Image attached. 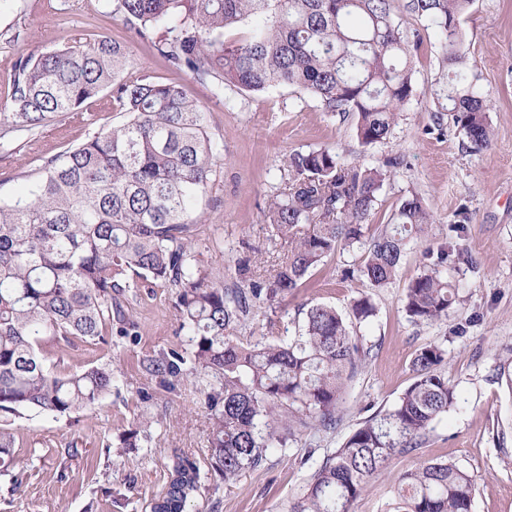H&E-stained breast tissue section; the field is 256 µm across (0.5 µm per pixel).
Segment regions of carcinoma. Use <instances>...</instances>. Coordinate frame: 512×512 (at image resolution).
<instances>
[{
    "label": "carcinoma",
    "instance_id": "carcinoma-1",
    "mask_svg": "<svg viewBox=\"0 0 512 512\" xmlns=\"http://www.w3.org/2000/svg\"><path fill=\"white\" fill-rule=\"evenodd\" d=\"M114 11L142 35L173 15L158 51L175 68L217 88L260 93L292 87L322 111L354 114L359 143L387 140L414 96L410 38L395 20L394 0H114ZM471 0H407L406 9L440 36L446 102L467 148L489 147L490 100L475 87L460 29ZM248 26L228 44L225 32ZM123 120L51 158L29 195L0 203V472L19 465L7 426L29 414L69 415L99 403L112 389V366L58 372L39 354L43 337L105 340L112 335V292L171 288L193 366L175 350L150 360L173 385L194 373L210 378L203 391L209 420V465L230 483L262 466L271 448H286L305 430H330L342 419L347 388L372 347L332 307L305 312L293 336L243 342L255 310L276 309L312 272L338 252L362 261L344 272L375 288L397 275L407 249L428 239L434 217L416 192L406 195L390 224L371 236L364 226L378 205L390 167L342 161L334 148L291 152L284 187L264 211L269 240L286 248L267 275L262 251L224 276L198 263L194 226L220 151L207 112L184 88L134 71L127 47L101 35L54 52L17 60L0 136L77 116L106 89ZM468 263L460 248L440 250L408 284L405 311L419 323L448 317L455 288L449 262ZM376 309L359 298L354 317ZM441 344L422 346L414 381L392 409L370 416L324 458L288 512H353L367 486L393 456L420 447L432 424L459 400L441 366ZM200 470L188 457L151 503V512H185ZM475 479L457 465L425 462L395 482L386 512H473Z\"/></svg>",
    "mask_w": 512,
    "mask_h": 512
}]
</instances>
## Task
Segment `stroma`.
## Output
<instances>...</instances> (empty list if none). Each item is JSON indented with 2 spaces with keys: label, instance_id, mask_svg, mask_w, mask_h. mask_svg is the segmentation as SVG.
I'll return each mask as SVG.
<instances>
[{
  "label": "stroma",
  "instance_id": "35a3bbf8",
  "mask_svg": "<svg viewBox=\"0 0 512 512\" xmlns=\"http://www.w3.org/2000/svg\"><path fill=\"white\" fill-rule=\"evenodd\" d=\"M395 16L420 36L411 48L417 95L389 139L366 149L352 119L327 116L298 90L248 94L228 88L220 94L212 83L170 67L155 44L179 26V17L142 38L115 13L113 0H0V103L10 96L18 58L105 35L129 46L138 74L181 85L205 107L221 157L197 226V259L204 269L218 273L233 266L230 248L239 241L265 246V205L283 186V160L295 150L330 146L343 160L358 157L371 166L396 160L366 233L380 231L411 190L423 197L435 219L427 243L407 251L385 287L345 279V269L360 256L340 254L288 298L275 329L267 328L261 312L243 326L242 338L253 342L288 336L301 323L303 310L327 305L373 350L348 391L335 429L308 431L288 447L270 450L261 467L229 484L206 473L208 421L200 393L206 376L192 375L171 390L149 370L160 353L192 349L171 289L125 292L121 306L131 323L128 335H120L122 322L116 321L112 337L97 344L77 338L59 344L45 337L41 353L47 366L73 372L110 364L112 391L79 413L15 420L12 453L19 465L0 474V512H150L178 456L193 459L203 472L187 512H286L327 455L367 417L395 405L413 381L417 350L430 342L448 349L444 374L456 386L459 402L433 424L420 448L390 460L354 510L385 512L397 477L427 461H447L474 477V512H512V391L495 377L500 365L512 363V0H472L460 18L475 84L491 100L492 144L479 153L463 146L451 113L437 109L434 92L444 80L437 33L405 7ZM81 111V120H58L0 138L1 201L22 194L47 160L120 118L108 91ZM461 210L467 219L457 242L471 262L443 270L457 289L456 302L445 320L414 322L404 310L405 289L426 264V247L447 241L448 226ZM363 296L376 306L366 323L352 311ZM132 433L135 447H123Z\"/></svg>",
  "mask_w": 512,
  "mask_h": 512
}]
</instances>
